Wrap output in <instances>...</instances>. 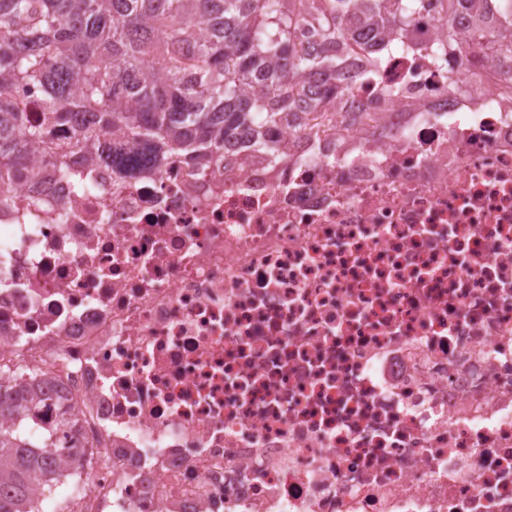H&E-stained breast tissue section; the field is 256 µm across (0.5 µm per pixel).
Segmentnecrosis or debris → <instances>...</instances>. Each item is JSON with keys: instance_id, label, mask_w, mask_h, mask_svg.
<instances>
[{"instance_id": "obj_1", "label": "necrosis or debris", "mask_w": 512, "mask_h": 512, "mask_svg": "<svg viewBox=\"0 0 512 512\" xmlns=\"http://www.w3.org/2000/svg\"><path fill=\"white\" fill-rule=\"evenodd\" d=\"M334 124L0 202V367L69 512H512V59L433 12ZM39 387L40 379L32 374L24 379H16L13 384L0 382V418L29 416L32 394Z\"/></svg>"}]
</instances>
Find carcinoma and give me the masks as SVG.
<instances>
[{"label": "carcinoma", "instance_id": "carcinoma-1", "mask_svg": "<svg viewBox=\"0 0 512 512\" xmlns=\"http://www.w3.org/2000/svg\"><path fill=\"white\" fill-rule=\"evenodd\" d=\"M445 0L448 45L512 57V0L498 27L472 17L459 32L458 7ZM419 0H0V193L31 175V149L56 158L61 173L89 156L133 178L176 162L198 166L248 134L277 160L284 141L262 129L330 124L344 88L330 48L366 51L388 31L404 36ZM319 29L309 48L299 32ZM43 86L38 118L14 97ZM79 134L72 142L56 132ZM112 131V141L100 132ZM35 375L0 382V418L30 414ZM56 469L0 425V512H24L30 491L55 494Z\"/></svg>", "mask_w": 512, "mask_h": 512}]
</instances>
